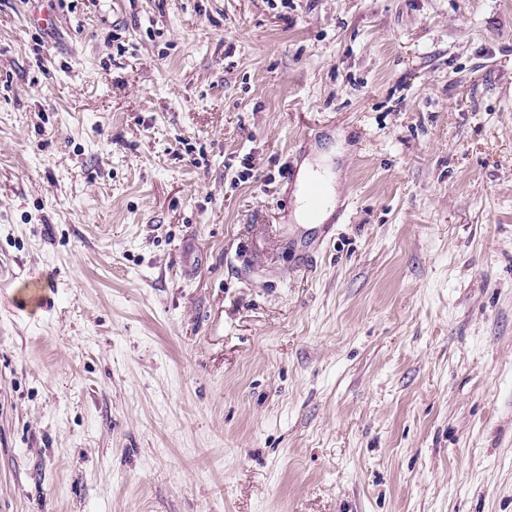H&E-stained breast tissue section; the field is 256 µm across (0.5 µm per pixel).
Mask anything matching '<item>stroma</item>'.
<instances>
[{
  "mask_svg": "<svg viewBox=\"0 0 512 512\" xmlns=\"http://www.w3.org/2000/svg\"><path fill=\"white\" fill-rule=\"evenodd\" d=\"M0 290V512H512V0H0ZM302 200L310 217L316 216L327 203L329 185L323 177H315L306 181L301 189Z\"/></svg>",
  "mask_w": 512,
  "mask_h": 512,
  "instance_id": "1",
  "label": "stroma"
}]
</instances>
